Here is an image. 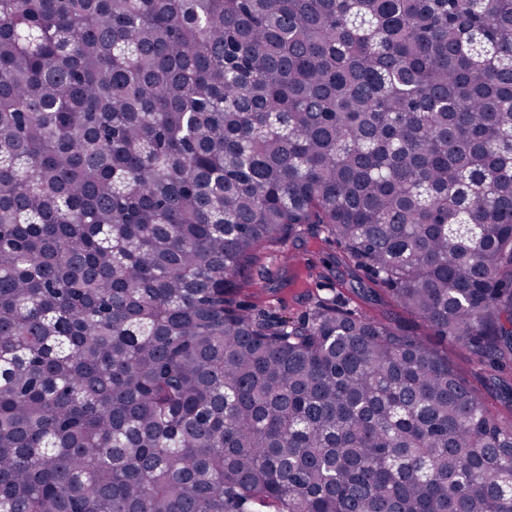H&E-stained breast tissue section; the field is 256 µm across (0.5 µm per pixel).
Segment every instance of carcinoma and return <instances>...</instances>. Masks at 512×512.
<instances>
[{"label":"carcinoma","mask_w":512,"mask_h":512,"mask_svg":"<svg viewBox=\"0 0 512 512\" xmlns=\"http://www.w3.org/2000/svg\"><path fill=\"white\" fill-rule=\"evenodd\" d=\"M509 370L512 0H0V512H512ZM282 250L283 253L276 258L265 259V267H254L251 275L262 289V300L265 302L262 309L296 318L312 307L315 295H332L327 290L331 288L318 286L308 280L305 265H335L339 253L335 247L325 245L312 234L294 245L288 244ZM285 255L291 257L290 262L284 259ZM336 276H340L344 280L343 288H336V292H340L341 296L349 301L350 308L370 315H382L383 313L389 315L390 312H395L373 297L370 292L372 285L361 271L340 268L336 269Z\"/></svg>","instance_id":"1"}]
</instances>
